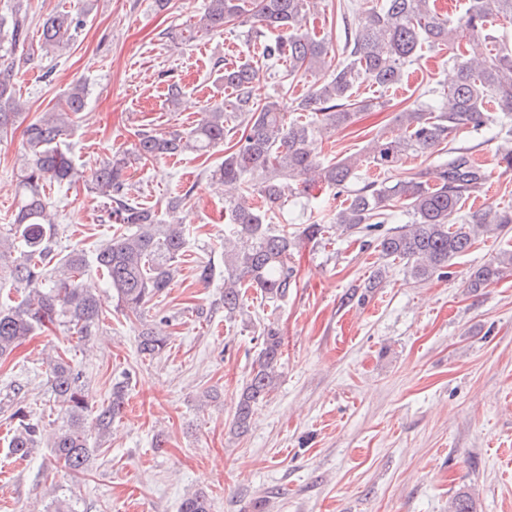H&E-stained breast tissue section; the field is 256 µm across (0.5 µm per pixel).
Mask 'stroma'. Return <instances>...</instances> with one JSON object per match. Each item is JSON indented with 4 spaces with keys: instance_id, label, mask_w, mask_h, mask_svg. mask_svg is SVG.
<instances>
[{
    "instance_id": "stroma-1",
    "label": "stroma",
    "mask_w": 512,
    "mask_h": 512,
    "mask_svg": "<svg viewBox=\"0 0 512 512\" xmlns=\"http://www.w3.org/2000/svg\"><path fill=\"white\" fill-rule=\"evenodd\" d=\"M206 0H30L32 19L58 8L82 14L84 24L60 57H35L21 67L17 87L27 120L51 111L76 82L89 87L87 105L65 139L83 178L70 190L50 188L62 251H94L113 232L103 200L84 181L107 158L129 153L140 129L194 126L202 108L224 100L218 79L225 61L258 59L251 24L183 37ZM442 53L422 49L402 85L388 92L361 84L360 97L382 107L351 126L316 137L317 159L364 156L380 132L402 137L394 117L447 85L453 71ZM182 86L179 106L167 87ZM490 177L463 210L512 207V171L500 167L490 131H467ZM25 151L22 129L0 139V233L14 211L15 173ZM224 157L186 153L126 176L139 201L183 225L188 252L170 287L144 316L170 319V343L151 361L137 352V326L116 309L99 273L83 278L103 316L89 344L60 329L26 337L0 365V512H48L53 498L76 512H179L183 499L206 491L211 512H451L468 493L476 512H512V273L473 293L469 271L512 249V230L478 238L454 259L447 276L414 282L403 262L382 258L340 230L300 241L296 285L269 302L248 289L243 312L224 318L221 280L201 282L199 265L224 268V192L209 174ZM194 192L178 211L164 206L177 188ZM343 196L313 187L277 210L278 228L302 230L336 213ZM377 288L367 283L375 272ZM284 338L276 389L258 407L241 437L231 422L263 323ZM72 358L89 402L107 403L127 380L125 408L100 444L89 476L73 478L39 446L28 460L8 455L6 418L26 405L50 433L61 422L42 360ZM161 437L162 448L152 446Z\"/></svg>"
}]
</instances>
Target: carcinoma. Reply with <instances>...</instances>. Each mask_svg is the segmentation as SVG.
Returning <instances> with one entry per match:
<instances>
[{
  "instance_id": "carcinoma-1",
  "label": "carcinoma",
  "mask_w": 512,
  "mask_h": 512,
  "mask_svg": "<svg viewBox=\"0 0 512 512\" xmlns=\"http://www.w3.org/2000/svg\"><path fill=\"white\" fill-rule=\"evenodd\" d=\"M24 0H16L10 15L0 16V137L8 134L25 110L14 82L15 69L46 54L69 49L83 19L69 10L48 14L40 25L38 46H27L29 19ZM314 0H256L252 23L281 35L263 45L264 58L285 67L286 76L311 78L307 93L288 106L278 95L257 103L251 85L257 76L254 62L224 63L220 80L231 97L222 104L206 105L199 123L187 131H138L132 144L134 160L147 164L186 151L206 155L224 147V160L211 179L229 196L224 202V319L242 311L249 288L271 302L288 296L296 284L292 253L297 240L321 237L324 224H308L301 234L272 226L274 211L289 194L305 195L322 184L347 193L349 204L338 210L335 223L350 234L372 232L391 221L393 208L402 204L407 223L388 229L377 238L382 257L405 263L412 280L424 282L445 274L458 256L467 253L480 232L499 233L512 224V210L481 209L461 213L460 201L480 191L489 178L487 169L469 147H445L462 129L478 131L497 127L512 136V50L487 48L494 36L487 25L495 16L512 19V0H466L464 12L452 18L435 9V0H376L361 11L353 0L339 7L337 24L343 36L334 49L306 29ZM244 0H208L204 14L189 38L245 19ZM448 51L456 77L453 83L432 91L434 102H415L397 113L404 126L403 139L379 134L367 147V157H345L323 165L309 150L310 140L353 124L362 112L380 103L355 98L366 82L382 91L401 84L406 67L413 64L422 45ZM340 57L337 64L332 59ZM88 90L72 86L58 108L31 121L24 130L27 151L16 183V211L9 233L0 237V284L10 283L18 297L0 302V362L20 341L35 331L61 328L78 341L97 334L102 311L81 284L92 266L112 288L117 307L126 317L140 319L144 306L170 287L178 263L186 252V230L165 223L152 206L131 198L127 158L114 156L92 174L91 190L106 200L108 218L117 232L92 257L81 250L58 252L52 204L46 188L70 184L79 178L74 161L63 150V136L85 108ZM298 115L288 120V112ZM235 142L224 146V141ZM443 151L437 183L424 180L422 171L395 182L368 181L350 189L365 161L389 174L407 155L426 156ZM512 271V250L473 270L467 287L476 292ZM260 349L242 389L233 418L239 434L247 432L254 408L274 391L280 376L282 336L269 323L260 328ZM170 336L149 324L138 332L137 351L152 360L168 346ZM46 378L53 402L60 406L62 423L49 437L57 464L79 476L87 471L97 449L91 441L108 434L123 411L128 383L112 386L107 405L91 406L81 373L70 360L56 354L49 359ZM9 454L26 460L42 441L43 429L19 406L10 415ZM180 512H210L207 496L196 493L183 500Z\"/></svg>"
}]
</instances>
